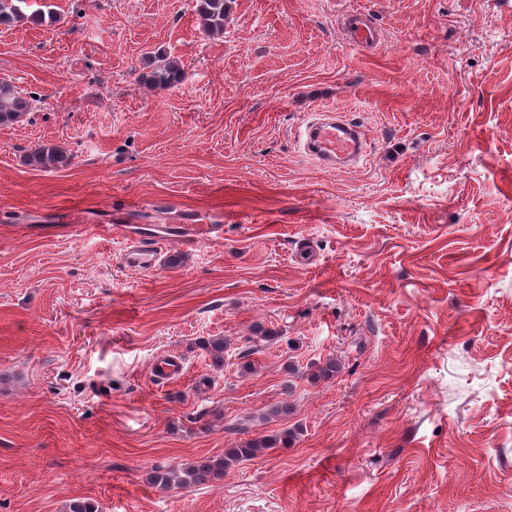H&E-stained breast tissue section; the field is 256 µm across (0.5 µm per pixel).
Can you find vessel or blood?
<instances>
[{
	"mask_svg": "<svg viewBox=\"0 0 512 512\" xmlns=\"http://www.w3.org/2000/svg\"><path fill=\"white\" fill-rule=\"evenodd\" d=\"M347 37L350 45L369 47L380 40L381 29L367 13L354 10L346 14ZM300 145L326 170L343 169L358 162L366 149L364 133L346 116L331 109L320 110L302 124ZM160 246L156 241L128 240L123 260L128 268L138 271L155 270L159 263Z\"/></svg>",
	"mask_w": 512,
	"mask_h": 512,
	"instance_id": "obj_1",
	"label": "vessel or blood"
}]
</instances>
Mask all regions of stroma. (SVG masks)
<instances>
[{"mask_svg": "<svg viewBox=\"0 0 512 512\" xmlns=\"http://www.w3.org/2000/svg\"><path fill=\"white\" fill-rule=\"evenodd\" d=\"M33 4L0 26V80L38 101L0 125V512H512V0H228L221 37L193 0ZM156 56L185 80L149 87ZM320 108L361 125L356 166L298 147ZM129 235L161 267L122 268ZM257 327L255 372L212 367ZM288 428L220 483L148 480ZM346 29L349 44L354 47H370L380 41L381 29L372 22L368 14L354 10L346 14ZM69 157L55 146L44 145L28 155V164L41 169H52L64 166Z\"/></svg>", "mask_w": 512, "mask_h": 512, "instance_id": "stroma-1", "label": "stroma"}]
</instances>
